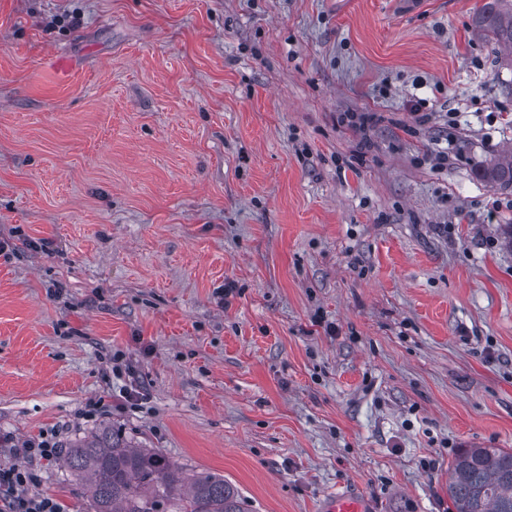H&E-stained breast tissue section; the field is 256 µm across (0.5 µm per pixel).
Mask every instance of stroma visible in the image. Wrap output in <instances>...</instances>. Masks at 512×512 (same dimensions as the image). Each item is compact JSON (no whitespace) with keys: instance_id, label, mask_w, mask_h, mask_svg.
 Here are the masks:
<instances>
[{"instance_id":"1","label":"stroma","mask_w":512,"mask_h":512,"mask_svg":"<svg viewBox=\"0 0 512 512\" xmlns=\"http://www.w3.org/2000/svg\"><path fill=\"white\" fill-rule=\"evenodd\" d=\"M394 2L0 0V237L48 242L0 254V433L113 426L246 512H449L461 449L512 450V189L479 175L512 52L485 0ZM475 26L497 44L512 47V0H489L475 16ZM369 504L361 497L350 493H336L324 504L325 512H369Z\"/></svg>"}]
</instances>
